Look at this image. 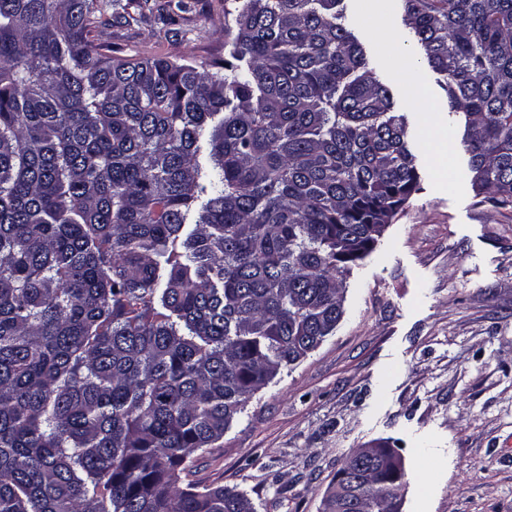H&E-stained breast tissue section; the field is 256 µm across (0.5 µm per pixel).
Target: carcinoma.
<instances>
[{"label": "carcinoma", "mask_w": 512, "mask_h": 512, "mask_svg": "<svg viewBox=\"0 0 512 512\" xmlns=\"http://www.w3.org/2000/svg\"><path fill=\"white\" fill-rule=\"evenodd\" d=\"M343 0H241L224 64L108 55L104 0H0V512H256L194 451L331 335L420 189ZM512 206V0H402ZM379 457L330 512H393Z\"/></svg>", "instance_id": "cac0c4a2"}]
</instances>
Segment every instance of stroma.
Masks as SVG:
<instances>
[{"label": "stroma", "instance_id": "obj_1", "mask_svg": "<svg viewBox=\"0 0 512 512\" xmlns=\"http://www.w3.org/2000/svg\"><path fill=\"white\" fill-rule=\"evenodd\" d=\"M237 5L148 0L127 25L104 13L91 38L127 57L221 61ZM343 6L407 117L421 189L353 267L336 330L251 395L185 479L242 492L257 512H322L348 453L378 441L404 460L402 512H512V209L474 190L463 128L400 0Z\"/></svg>", "mask_w": 512, "mask_h": 512}]
</instances>
